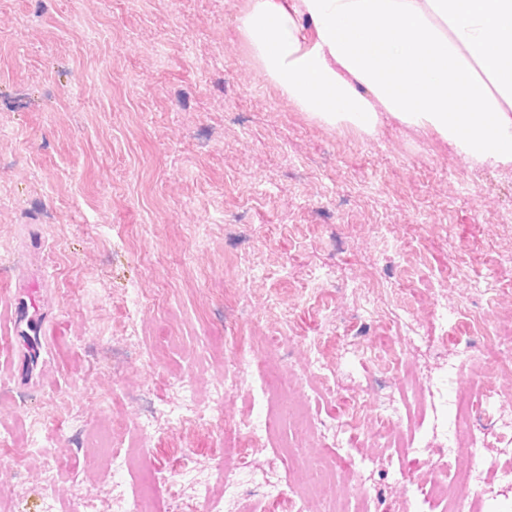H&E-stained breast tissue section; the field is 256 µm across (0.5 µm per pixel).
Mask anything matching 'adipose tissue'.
Segmentation results:
<instances>
[{"label":"adipose tissue","instance_id":"1","mask_svg":"<svg viewBox=\"0 0 512 512\" xmlns=\"http://www.w3.org/2000/svg\"><path fill=\"white\" fill-rule=\"evenodd\" d=\"M237 23L300 111L367 134L388 115L512 166V0H249Z\"/></svg>","mask_w":512,"mask_h":512}]
</instances>
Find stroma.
I'll use <instances>...</instances> for the list:
<instances>
[{
    "instance_id": "1",
    "label": "stroma",
    "mask_w": 512,
    "mask_h": 512,
    "mask_svg": "<svg viewBox=\"0 0 512 512\" xmlns=\"http://www.w3.org/2000/svg\"><path fill=\"white\" fill-rule=\"evenodd\" d=\"M247 4L0 0V512H79L75 477L106 494L88 440L137 441V419L170 405L172 376L202 389L222 376L198 371L203 354L248 355L274 331L267 359L299 378L308 341L331 366L354 345L335 390L303 403L365 444L416 363L395 345L408 325L429 338L449 398L459 381L445 361L490 344L474 317L512 312V168L474 165L391 118L369 136L299 111L251 59L236 22ZM26 265L52 289L55 361L34 390L7 348ZM132 288L149 308L128 302ZM439 299L461 316L439 317ZM257 412L236 394L222 428L160 427L119 478L175 477L189 456L220 498L233 446L253 485L283 480L274 449L244 450L238 426ZM40 413L69 467L50 491L29 437ZM425 467L413 447L377 471L382 507L396 512Z\"/></svg>"
}]
</instances>
